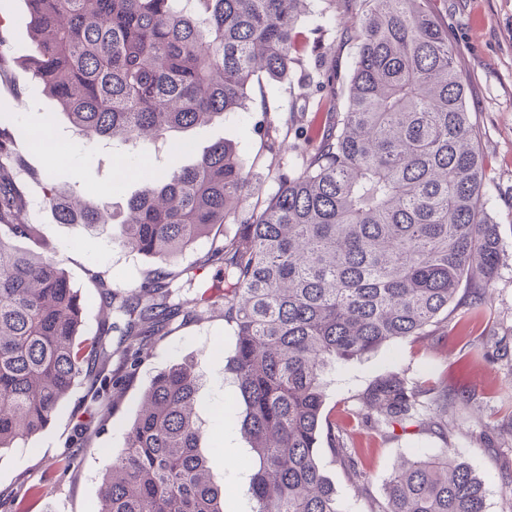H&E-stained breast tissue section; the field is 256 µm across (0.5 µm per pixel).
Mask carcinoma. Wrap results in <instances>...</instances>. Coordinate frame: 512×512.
<instances>
[{"label": "carcinoma", "mask_w": 512, "mask_h": 512, "mask_svg": "<svg viewBox=\"0 0 512 512\" xmlns=\"http://www.w3.org/2000/svg\"><path fill=\"white\" fill-rule=\"evenodd\" d=\"M35 54L23 66L75 132L114 143L164 140L248 109L253 77L282 82L301 65L298 22L309 0H23ZM429 0H325L353 18L356 45L345 84L325 55L319 87L341 112L314 128L302 167L280 171L277 189L246 217L255 191L236 146L209 145L191 164L180 156L127 201L113 240L168 264L212 238L193 271H150L131 292L103 287L111 313L80 336L82 303L61 264L17 239L41 243L30 200L15 182L20 145L0 129V454L44 430L81 378L96 407L136 375L146 338L175 318L195 320L217 305L235 336L224 370L237 383L248 443L251 512H344L323 474L318 448L325 370L388 342L429 335L467 285L479 310L503 258L499 225L486 213L489 175L454 64L448 26ZM266 146L279 125L262 107ZM42 199L54 220L92 233L112 225L107 203L91 204L48 176ZM236 225L233 235L224 225ZM194 297L182 298L184 290ZM126 343L120 372L112 333ZM201 378L180 362L158 373L101 482L98 512H224V485L201 453L196 420ZM423 389L392 374L360 398L388 426L420 418ZM327 425L328 448L358 487L369 479L366 448ZM375 512H485L482 481L450 451L408 460L385 479ZM41 487L0 501V512H32Z\"/></svg>", "instance_id": "1"}]
</instances>
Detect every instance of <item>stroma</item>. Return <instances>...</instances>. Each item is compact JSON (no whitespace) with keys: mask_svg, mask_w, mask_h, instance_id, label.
<instances>
[{"mask_svg":"<svg viewBox=\"0 0 512 512\" xmlns=\"http://www.w3.org/2000/svg\"><path fill=\"white\" fill-rule=\"evenodd\" d=\"M313 5L299 26L308 38L303 62L288 80L255 79L248 111L184 133L201 149L224 138L235 142L257 188L241 201L240 214L250 212L274 191L278 168L301 166L312 122L327 119L329 104L316 74L322 55L335 54L338 77L347 76L352 68L356 48L344 39L339 17L320 14L321 0ZM432 7L447 22L448 37L458 49L457 64L467 75L466 102L490 176L487 213L500 226L509 258L499 269L483 309L470 313L450 306L434 336L384 345L370 356L338 363L326 374L327 421L357 419L353 445L373 451L372 476L360 490L328 446L320 448L323 472L348 512H375L385 499L384 480L398 463L431 458L447 448L483 480L486 512H512V0H433ZM34 52L21 0H0V127L21 140L40 125L48 127L45 147L24 154L20 184L33 200L42 196L36 180L40 174L76 185L91 200L99 199L104 185L114 184L109 203L113 224H120L127 198L141 187L142 174L162 170L168 153L139 145L115 150L82 139L56 116L54 100L20 67V60ZM267 110L292 116L273 152L268 151L260 129ZM30 219L39 224L43 240L53 247L81 294L84 337L94 336L103 318L97 274H104L114 290L128 292L157 265L155 259L113 243L110 231L83 234L56 223L41 209L31 210ZM170 327L167 335L155 337L153 352L141 364L133 384L113 408L103 412V427L86 429L91 399L81 385L47 428L1 455L0 496L14 497L40 483L44 492L33 512H97L102 471L112 455L124 448L144 389L155 374L186 360L204 379L198 414L206 434L201 450L225 486L226 512H251L244 492L247 444L224 421L225 411L237 399V389L224 372V359L234 346L224 327V312L215 307L200 320L178 318ZM392 373L413 385L430 381L447 387L449 394L465 393L470 403L449 405L444 433L419 424L379 431L376 414L360 413L357 396ZM67 455L77 456L78 467L64 473L52 471V464Z\"/></svg>","mask_w":512,"mask_h":512,"instance_id":"35a3bbf8","label":"stroma"}]
</instances>
